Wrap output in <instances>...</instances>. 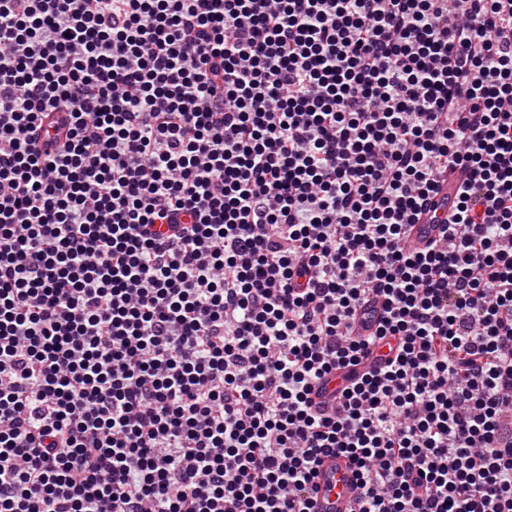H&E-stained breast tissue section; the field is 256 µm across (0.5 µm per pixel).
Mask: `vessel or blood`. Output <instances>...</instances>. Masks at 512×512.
Here are the masks:
<instances>
[{"label":"vessel or blood","mask_w":512,"mask_h":512,"mask_svg":"<svg viewBox=\"0 0 512 512\" xmlns=\"http://www.w3.org/2000/svg\"><path fill=\"white\" fill-rule=\"evenodd\" d=\"M462 172L446 175L439 184V193L432 198L416 224L408 231L411 248L422 249L430 242L442 239L443 222L450 214L457 189L463 180ZM316 489L311 496V512H352L361 494L350 460L341 454L325 456L315 478Z\"/></svg>","instance_id":"vessel-or-blood-1"}]
</instances>
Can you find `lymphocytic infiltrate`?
<instances>
[{"instance_id":"f902f5d3","label":"lymphocytic infiltrate","mask_w":512,"mask_h":512,"mask_svg":"<svg viewBox=\"0 0 512 512\" xmlns=\"http://www.w3.org/2000/svg\"><path fill=\"white\" fill-rule=\"evenodd\" d=\"M509 413L512 0H0V512H512ZM464 178L462 172L455 171L441 180L438 195L432 198L428 208L419 216L417 224L409 226L408 244L411 248L423 249L431 241L444 237L441 222L450 216L458 186ZM314 482L312 512H351L362 491L353 465L341 454H329L322 459Z\"/></svg>"}]
</instances>
